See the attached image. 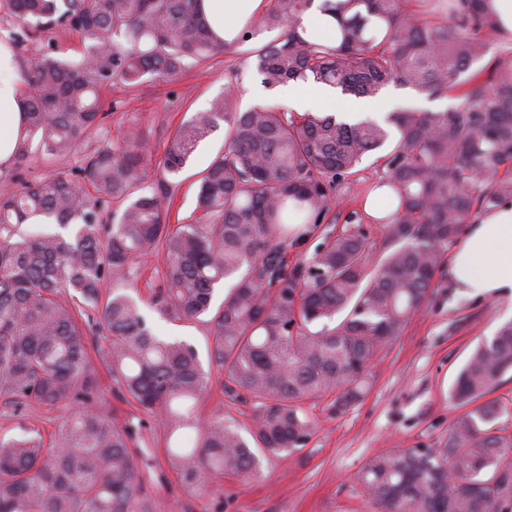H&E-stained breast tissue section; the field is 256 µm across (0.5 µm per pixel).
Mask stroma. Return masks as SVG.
Returning a JSON list of instances; mask_svg holds the SVG:
<instances>
[{
    "label": "stroma",
    "mask_w": 512,
    "mask_h": 512,
    "mask_svg": "<svg viewBox=\"0 0 512 512\" xmlns=\"http://www.w3.org/2000/svg\"><path fill=\"white\" fill-rule=\"evenodd\" d=\"M259 86L255 70L234 54L214 56L174 81L147 80L132 96L115 85L103 94L104 130L89 141L96 144L101 137L113 138L137 127L151 147L146 174L152 180L160 173L170 136L183 121L231 87L240 109H248L258 100ZM223 152V130H215L199 144L176 179L169 223L190 224L199 217L200 179ZM381 172L376 163L365 160L359 181L337 191L332 225H310L307 240L291 249V258H309L327 228H341L350 212L363 209ZM162 266L161 258L144 260L127 291L158 333L190 342L200 359H207L212 339L205 318L168 321L151 303ZM435 285L390 352L374 365L363 400L338 416L328 412L326 400L309 403L314 430L307 445L294 454L265 460L260 477L227 475L202 487L186 483L164 456L166 436L160 424L144 417L133 453L145 475L151 512H371L356 481L363 464L390 448L443 447L459 414L449 398L453 381L476 344L493 336L505 322L506 310L512 309L504 300L458 293L444 273L437 275ZM74 413L71 407L20 408L0 397V435H16L23 424L49 444ZM219 415L244 433L253 425L255 410L252 401L230 400L215 383L198 402L195 416L205 422Z\"/></svg>",
    "instance_id": "obj_1"
}]
</instances>
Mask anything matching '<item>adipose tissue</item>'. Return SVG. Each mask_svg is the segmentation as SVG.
I'll use <instances>...</instances> for the list:
<instances>
[{
    "label": "adipose tissue",
    "instance_id": "ef3b65f1",
    "mask_svg": "<svg viewBox=\"0 0 512 512\" xmlns=\"http://www.w3.org/2000/svg\"><path fill=\"white\" fill-rule=\"evenodd\" d=\"M266 0H204V13L215 33L230 40L264 10ZM20 70L13 52L0 44V166H8L24 124L18 95ZM288 103L297 112L335 111L336 93L314 84L289 83ZM448 277L461 294L512 300V200L483 211L454 245Z\"/></svg>",
    "mask_w": 512,
    "mask_h": 512
}]
</instances>
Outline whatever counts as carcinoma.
Returning <instances> with one entry per match:
<instances>
[{
  "instance_id": "carcinoma-1",
  "label": "carcinoma",
  "mask_w": 512,
  "mask_h": 512,
  "mask_svg": "<svg viewBox=\"0 0 512 512\" xmlns=\"http://www.w3.org/2000/svg\"><path fill=\"white\" fill-rule=\"evenodd\" d=\"M200 2L0 0L13 48L46 41L21 71L25 124L12 165L0 167V396L19 407L82 405L50 448L34 429L0 435V512H150L131 424L89 407L88 335L102 337L96 352L123 399L167 428L165 455L187 483L254 477L263 460L306 446L307 403L328 396L339 415L361 400L377 359L430 298L462 225L512 198V58L473 69L504 36L487 0H322L336 21L332 43L302 36L313 0H267L230 43ZM257 28L281 38L246 47ZM61 29L80 39L79 60L57 56ZM224 53L253 61L269 90L302 81L374 99L396 83L458 103L399 109L382 125L269 104L239 112L224 94L173 132L150 183V146L135 127L81 154L102 130L104 90L135 92ZM221 123L228 145L201 178L200 222L173 226V178ZM384 148L372 190L394 210L371 219L378 237L353 211L310 258L290 260L296 225L323 223L336 191ZM75 156L73 167L26 178L36 159ZM41 216L63 232L23 230ZM154 256L164 258L155 304L169 320L209 313L215 286L235 279L209 319L207 370L192 344L154 333L122 288ZM510 371L512 320L456 376L451 399L463 412L445 447L389 449L362 466L373 512H512V434L492 432L500 407L482 401ZM214 379L253 402L250 438L219 416L186 448L169 424L190 421L189 403Z\"/></svg>"
}]
</instances>
